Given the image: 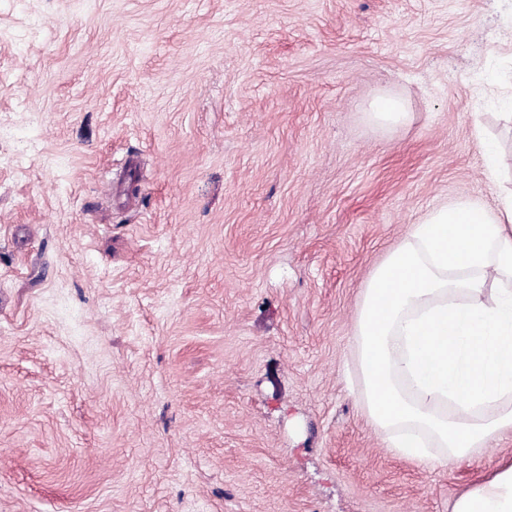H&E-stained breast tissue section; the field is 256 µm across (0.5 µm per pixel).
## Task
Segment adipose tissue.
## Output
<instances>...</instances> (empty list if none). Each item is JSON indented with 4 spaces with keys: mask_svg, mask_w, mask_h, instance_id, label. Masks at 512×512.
I'll return each mask as SVG.
<instances>
[{
    "mask_svg": "<svg viewBox=\"0 0 512 512\" xmlns=\"http://www.w3.org/2000/svg\"><path fill=\"white\" fill-rule=\"evenodd\" d=\"M362 405L387 448L448 467L512 432V197L468 199L410 225L359 305ZM452 512H512V459Z\"/></svg>",
    "mask_w": 512,
    "mask_h": 512,
    "instance_id": "ef3b65f1",
    "label": "adipose tissue"
}]
</instances>
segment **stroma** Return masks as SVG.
Returning a JSON list of instances; mask_svg holds the SVG:
<instances>
[{
    "label": "stroma",
    "mask_w": 512,
    "mask_h": 512,
    "mask_svg": "<svg viewBox=\"0 0 512 512\" xmlns=\"http://www.w3.org/2000/svg\"><path fill=\"white\" fill-rule=\"evenodd\" d=\"M511 109L512 0H0V512H451L353 336ZM370 114L377 121L396 123L404 120L407 112L395 101L379 99L372 102Z\"/></svg>",
    "instance_id": "1"
}]
</instances>
